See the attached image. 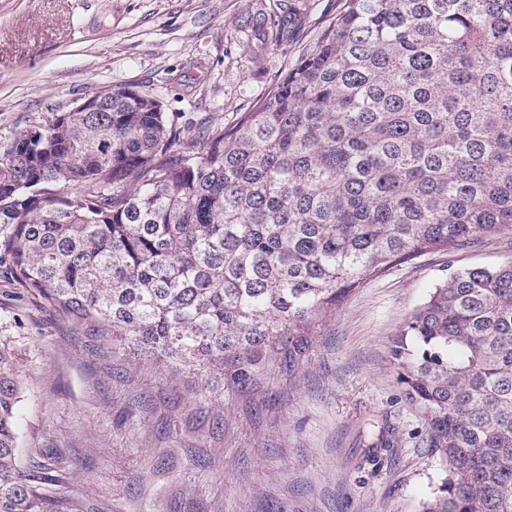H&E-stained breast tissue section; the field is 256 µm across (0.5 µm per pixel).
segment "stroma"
Instances as JSON below:
<instances>
[{
  "mask_svg": "<svg viewBox=\"0 0 512 512\" xmlns=\"http://www.w3.org/2000/svg\"><path fill=\"white\" fill-rule=\"evenodd\" d=\"M336 0H0V144L95 89L151 94L183 130L232 125ZM512 259V231L430 250L355 289L320 322L295 377L246 388L87 346L0 267L16 339L19 430L42 492L71 512H423L441 473L392 339L448 275ZM395 428L376 461L366 449Z\"/></svg>",
  "mask_w": 512,
  "mask_h": 512,
  "instance_id": "obj_1",
  "label": "stroma"
}]
</instances>
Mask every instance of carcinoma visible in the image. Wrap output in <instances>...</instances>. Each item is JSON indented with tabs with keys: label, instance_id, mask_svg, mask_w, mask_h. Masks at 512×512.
Instances as JSON below:
<instances>
[{
	"label": "carcinoma",
	"instance_id": "obj_1",
	"mask_svg": "<svg viewBox=\"0 0 512 512\" xmlns=\"http://www.w3.org/2000/svg\"><path fill=\"white\" fill-rule=\"evenodd\" d=\"M0 165V254L71 330L246 387L430 249L512 230V0H336L259 105L185 137L147 93L59 112ZM444 476L425 512H512V260L456 271L392 340ZM0 336V512L25 475Z\"/></svg>",
	"mask_w": 512,
	"mask_h": 512
}]
</instances>
